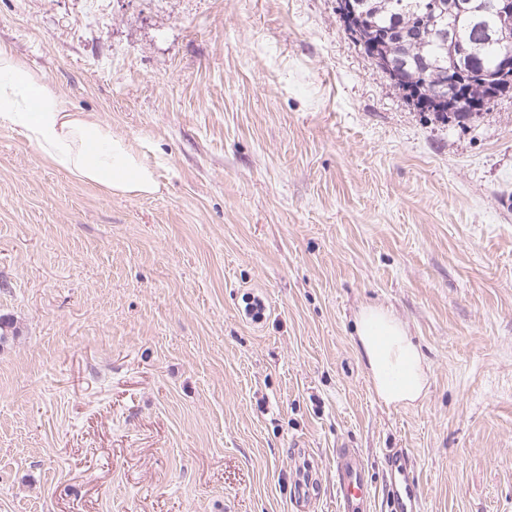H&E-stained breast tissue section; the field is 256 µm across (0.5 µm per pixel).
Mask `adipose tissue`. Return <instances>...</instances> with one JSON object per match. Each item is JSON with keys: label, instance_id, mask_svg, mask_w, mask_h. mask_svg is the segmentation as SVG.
<instances>
[{"label": "adipose tissue", "instance_id": "ef3b65f1", "mask_svg": "<svg viewBox=\"0 0 512 512\" xmlns=\"http://www.w3.org/2000/svg\"><path fill=\"white\" fill-rule=\"evenodd\" d=\"M0 127L34 144L51 165L76 181L126 196L156 193L151 165L126 138L95 114L73 111L41 72L0 44ZM362 351L377 396L391 406L422 399L428 368L407 326L388 309L362 307L356 320Z\"/></svg>", "mask_w": 512, "mask_h": 512}]
</instances>
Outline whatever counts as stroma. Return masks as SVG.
Instances as JSON below:
<instances>
[{"label": "stroma", "instance_id": "obj_1", "mask_svg": "<svg viewBox=\"0 0 512 512\" xmlns=\"http://www.w3.org/2000/svg\"><path fill=\"white\" fill-rule=\"evenodd\" d=\"M337 0H0V43L134 142L121 196L0 129V512H337L389 450L420 512H512V92L411 106ZM264 304L255 320L252 299ZM429 368L375 394L355 317ZM356 333L374 390L385 404L409 405L424 397L428 368L402 321L382 306H364ZM370 482L363 460L353 448L336 451V500L338 512H365Z\"/></svg>", "mask_w": 512, "mask_h": 512}]
</instances>
